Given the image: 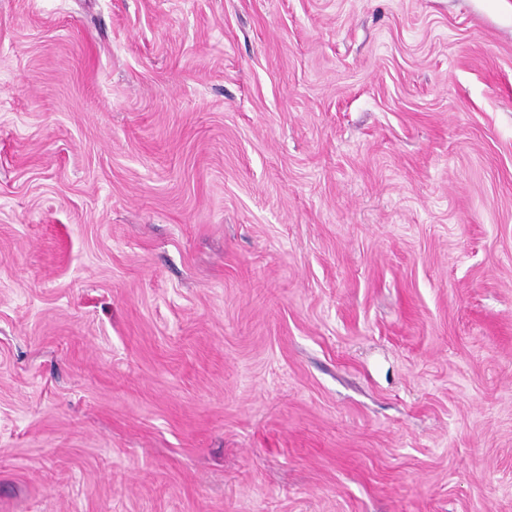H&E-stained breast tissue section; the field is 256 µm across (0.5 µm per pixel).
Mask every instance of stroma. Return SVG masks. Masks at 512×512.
Listing matches in <instances>:
<instances>
[{
  "label": "stroma",
  "mask_w": 512,
  "mask_h": 512,
  "mask_svg": "<svg viewBox=\"0 0 512 512\" xmlns=\"http://www.w3.org/2000/svg\"><path fill=\"white\" fill-rule=\"evenodd\" d=\"M0 512H512V0H0Z\"/></svg>",
  "instance_id": "1"
}]
</instances>
